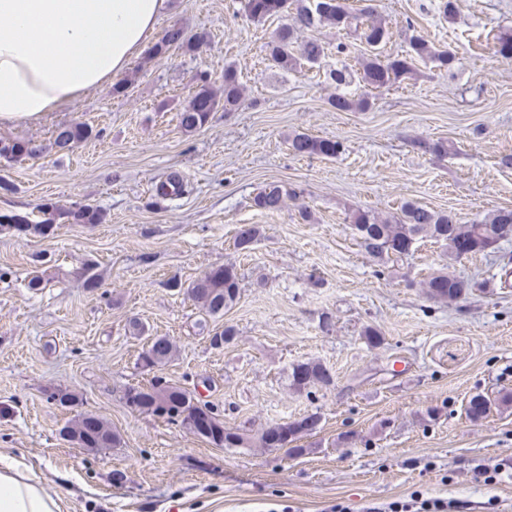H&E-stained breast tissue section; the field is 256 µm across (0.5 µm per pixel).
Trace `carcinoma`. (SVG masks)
<instances>
[{
  "label": "carcinoma",
  "mask_w": 512,
  "mask_h": 512,
  "mask_svg": "<svg viewBox=\"0 0 512 512\" xmlns=\"http://www.w3.org/2000/svg\"><path fill=\"white\" fill-rule=\"evenodd\" d=\"M241 9L252 21L261 22L274 16H292V23L282 25L275 36L264 45L266 56L272 63L282 69H294L300 62L315 64L325 55V47L316 40L298 41L297 33L315 23H329L339 28H352L360 39L369 47V52L359 59L360 81L367 89L390 87L408 75L419 60L429 59L437 67L449 69L455 60V53L439 50L423 37L416 35L409 40V49L402 55L384 56L381 48L390 39V27L374 15L372 7L366 6L358 12H352L344 0H324L322 3L311 0H241ZM203 44L200 36H189L177 26L165 30L161 40L151 49V56L162 58L175 48L186 53L196 52ZM336 84V93L328 99L329 105L345 112L354 107L369 104L366 97L357 100L351 98L347 86L352 82L351 73L344 67L330 73ZM244 89L237 70L231 66L224 68V99L217 98L207 74L198 76L197 89L188 106L179 113V126L186 132L204 127L219 103H224V111L233 112L243 102ZM92 134L91 129L81 124L63 125L56 131L50 149L60 153L72 150L76 145L86 141ZM288 149L296 156H323L334 158L342 153L343 144L339 140L314 138L305 133H298L288 139ZM36 149L26 142H0V156L9 158L32 157ZM290 191L279 184L266 185L253 199L257 208L268 213H275L285 205ZM41 219L35 221L30 214L11 213L0 215L1 229H14L23 234L34 233L40 236L54 234L60 224H100L104 220L102 211L91 205H75L64 208L54 202H44L36 206ZM351 226L360 246L372 258L394 261L406 255L402 245L409 240L430 238L442 241L449 236L461 237L478 246L495 240L512 237V210L500 209L492 217L461 224L455 215L446 211H436L415 202L401 205L399 212L389 218H381L371 211L358 210L350 216ZM240 274L235 266L213 267L202 276L184 286L178 282L172 287L184 289L194 302L199 304L209 316H222L231 308L240 295ZM426 294L430 298L453 303L460 300L469 291L482 287L475 281L464 280L442 269L430 273L423 281ZM148 348L140 360L149 368L161 367L170 362L176 353V346L168 336L148 337ZM291 387L298 392L309 391L316 386H328L332 376L320 363H300L292 367ZM125 403L134 409L156 416L157 409L163 405L179 406L182 418L175 425L189 429V422L197 412L193 404L194 394L177 385L158 386L154 383L146 387H130L124 392ZM512 403V396L505 394L493 400L483 394L472 396L466 406V414L472 420L487 416L492 408L507 406ZM215 433L207 439L219 448L240 447L250 443L245 435L224 427V422L213 417ZM318 425L314 416L304 417L293 422L276 423L264 428L256 438L261 448H277L276 438L283 431H288L291 441H297L302 435L313 431ZM70 436V441L82 448H114L120 444L119 436L112 430L110 423L94 413H83L69 420L62 428Z\"/></svg>",
  "instance_id": "carcinoma-1"
}]
</instances>
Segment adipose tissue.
I'll return each instance as SVG.
<instances>
[{"instance_id": "1", "label": "adipose tissue", "mask_w": 512, "mask_h": 512, "mask_svg": "<svg viewBox=\"0 0 512 512\" xmlns=\"http://www.w3.org/2000/svg\"><path fill=\"white\" fill-rule=\"evenodd\" d=\"M165 0H0V124L35 121L124 71ZM0 512H63L24 462L0 455Z\"/></svg>"}]
</instances>
